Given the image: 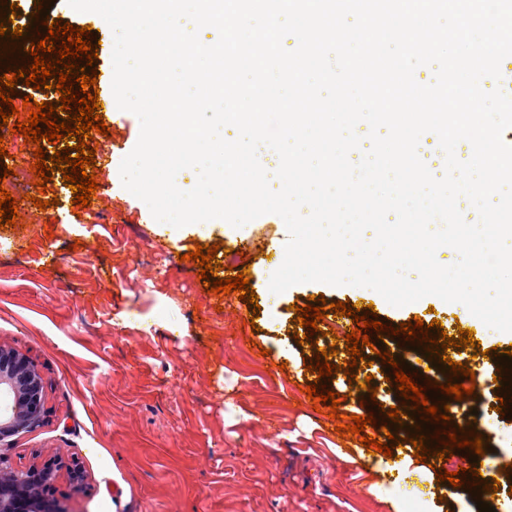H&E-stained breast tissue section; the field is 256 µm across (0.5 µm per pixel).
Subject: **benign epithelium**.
I'll return each mask as SVG.
<instances>
[{
    "mask_svg": "<svg viewBox=\"0 0 512 512\" xmlns=\"http://www.w3.org/2000/svg\"><path fill=\"white\" fill-rule=\"evenodd\" d=\"M0 512H67L49 499L60 476L61 460L16 471L5 466L4 451L16 437L43 424V383L33 362L12 348L0 345Z\"/></svg>",
    "mask_w": 512,
    "mask_h": 512,
    "instance_id": "obj_1",
    "label": "benign epithelium"
}]
</instances>
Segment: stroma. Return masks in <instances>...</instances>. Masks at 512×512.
<instances>
[{
    "mask_svg": "<svg viewBox=\"0 0 512 512\" xmlns=\"http://www.w3.org/2000/svg\"><path fill=\"white\" fill-rule=\"evenodd\" d=\"M14 22L27 26L39 5L49 20L89 27L98 50L93 66L105 102H113L112 31L92 12L66 0H15ZM96 148L98 189L92 201L98 223L77 217L74 193L53 171L50 205H26L19 227L0 230V345L29 356L45 385V420L21 435L7 453L12 469L58 456L77 462L86 488L74 493L67 478L55 483L68 512H392L356 445L338 437L335 421L315 412L298 386L316 382L306 360L317 349H334L330 361L347 358L343 336L350 317L328 314L312 342L297 343L304 330L295 307L310 297L364 308L374 305L381 323L396 327L420 318L441 320L452 331L461 314L435 296L396 308L376 291L325 283L295 285L271 293L270 275L284 260L289 234L275 214L240 228L230 224L173 229L152 219L144 202L127 191L119 167L135 147L140 123L129 112L107 121ZM232 251L246 244L235 271H247L256 302L208 294L193 262L196 245ZM472 348L458 354L483 368L479 396L451 404L453 427H476L499 464L497 492L461 495L438 482L433 469L439 443L426 464L398 473L408 491L407 512H478L477 502L512 512V447H502L495 427L479 414V397L496 389L495 362L512 347V332L472 319ZM410 359L403 336L387 335L363 350L365 367L326 378L342 394L340 413H374L401 439L393 454L413 455L421 416L387 383L381 351ZM370 378L376 395L353 388L350 378ZM382 411H374V403ZM402 411L387 422L385 408Z\"/></svg>",
    "mask_w": 512,
    "mask_h": 512,
    "instance_id": "stroma-1",
    "label": "stroma"
}]
</instances>
